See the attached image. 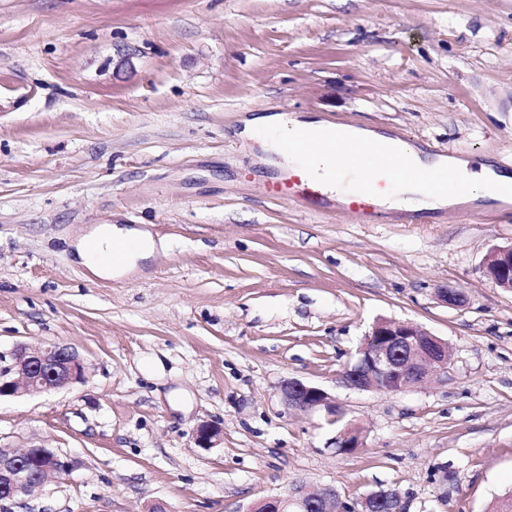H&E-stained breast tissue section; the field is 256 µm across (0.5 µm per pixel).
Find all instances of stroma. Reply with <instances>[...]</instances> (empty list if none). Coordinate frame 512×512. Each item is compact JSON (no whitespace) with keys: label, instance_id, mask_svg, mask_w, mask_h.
<instances>
[{"label":"stroma","instance_id":"stroma-1","mask_svg":"<svg viewBox=\"0 0 512 512\" xmlns=\"http://www.w3.org/2000/svg\"><path fill=\"white\" fill-rule=\"evenodd\" d=\"M266 110L512 169V0H0V351L67 345L85 367L0 400L1 448L74 464L7 512H249L300 487L490 512L512 492V291L483 271L512 223L354 224L270 196L234 136ZM114 222L164 242L117 281L72 247ZM447 285L466 303L442 304ZM382 319L446 340L447 384L346 387ZM289 378L340 418L289 408ZM204 421L222 430L207 452ZM221 429L210 422H202L193 432L194 444L202 451H209L215 448L220 440Z\"/></svg>","mask_w":512,"mask_h":512}]
</instances>
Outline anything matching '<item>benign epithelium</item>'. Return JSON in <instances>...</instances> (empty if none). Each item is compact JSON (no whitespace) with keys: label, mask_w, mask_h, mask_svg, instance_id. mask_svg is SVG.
I'll return each instance as SVG.
<instances>
[{"label":"benign epithelium","mask_w":512,"mask_h":512,"mask_svg":"<svg viewBox=\"0 0 512 512\" xmlns=\"http://www.w3.org/2000/svg\"><path fill=\"white\" fill-rule=\"evenodd\" d=\"M484 273L498 288L512 291V245L493 249ZM377 337L359 351L342 373V383L361 391L396 394L429 380L448 382V342L410 322L385 320L372 331ZM84 367L76 350L67 345H18L0 352V398L37 394L82 379ZM288 406L299 411L324 408L339 413L336 401L323 389L289 379L281 386ZM221 429L210 422L193 432L195 447L208 451L218 444ZM73 463L54 448L21 451L0 447V503H11L41 486L47 479L71 473ZM338 493L331 487H304L290 496L256 502L250 512H335Z\"/></svg>","instance_id":"obj_1"}]
</instances>
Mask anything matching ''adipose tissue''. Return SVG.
<instances>
[{"label":"adipose tissue","mask_w":512,"mask_h":512,"mask_svg":"<svg viewBox=\"0 0 512 512\" xmlns=\"http://www.w3.org/2000/svg\"><path fill=\"white\" fill-rule=\"evenodd\" d=\"M330 122L311 113L291 116L277 112H262L244 116L237 132L238 138L258 152L260 164L284 174L302 168V156L286 149L295 132L330 131ZM339 134L355 144L374 142L389 149L393 157L403 158L413 167L437 174L449 173L443 190H431L427 184L408 179L394 185L391 193L379 198L380 207L397 211L403 208L417 212H435L488 196L486 187L496 183L499 191L495 202L512 203V171L499 167L492 158L477 163L459 161L429 148L411 145L401 139L366 126L344 125ZM324 179V192L337 199H345L370 175L367 167L356 165L334 169L325 165L314 168ZM162 241L142 227H122L115 224L96 225L76 244L80 263L96 276L110 278L134 269L154 257Z\"/></svg>","instance_id":"ef3b65f1"}]
</instances>
